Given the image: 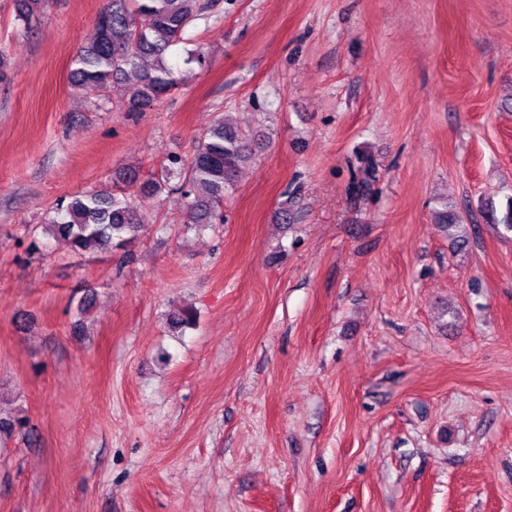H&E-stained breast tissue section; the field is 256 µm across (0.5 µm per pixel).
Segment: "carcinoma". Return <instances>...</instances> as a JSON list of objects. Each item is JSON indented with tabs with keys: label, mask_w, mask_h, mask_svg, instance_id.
I'll return each mask as SVG.
<instances>
[{
	"label": "carcinoma",
	"mask_w": 512,
	"mask_h": 512,
	"mask_svg": "<svg viewBox=\"0 0 512 512\" xmlns=\"http://www.w3.org/2000/svg\"><path fill=\"white\" fill-rule=\"evenodd\" d=\"M44 6L45 0H17L16 20L28 28ZM208 8L204 0H105L74 59L71 86L92 94L123 82L124 105L130 110L168 98L181 82L169 63V49L184 41L189 26ZM248 137L247 129L219 116L198 137L190 158L169 156L160 171L145 179L139 169L122 167L113 176L111 192H83L58 205L46 221L52 238L74 252L124 249L144 223L136 198L157 197L165 190L183 197L184 223H224V200L240 166L251 159ZM438 218L455 247L464 249L469 216L445 205Z\"/></svg>",
	"instance_id": "obj_1"
}]
</instances>
